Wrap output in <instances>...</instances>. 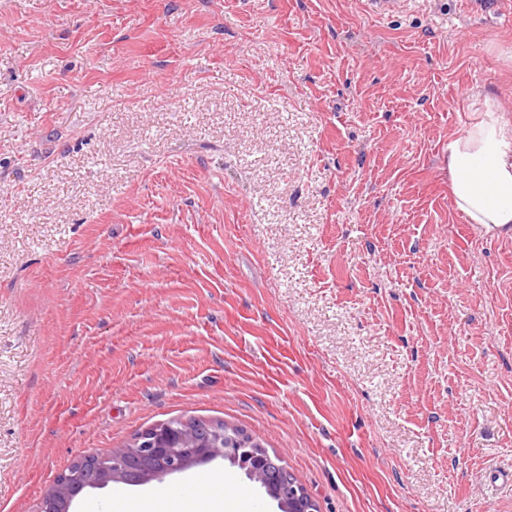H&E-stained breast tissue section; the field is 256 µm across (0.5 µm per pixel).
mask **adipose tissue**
Listing matches in <instances>:
<instances>
[{"mask_svg":"<svg viewBox=\"0 0 512 512\" xmlns=\"http://www.w3.org/2000/svg\"><path fill=\"white\" fill-rule=\"evenodd\" d=\"M471 104L476 119L448 142L452 205L468 223L512 226V116L486 93H472Z\"/></svg>","mask_w":512,"mask_h":512,"instance_id":"obj_1","label":"adipose tissue"}]
</instances>
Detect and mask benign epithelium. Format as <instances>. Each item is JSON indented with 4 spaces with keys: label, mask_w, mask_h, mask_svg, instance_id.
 I'll return each mask as SVG.
<instances>
[{
    "label": "benign epithelium",
    "mask_w": 512,
    "mask_h": 512,
    "mask_svg": "<svg viewBox=\"0 0 512 512\" xmlns=\"http://www.w3.org/2000/svg\"><path fill=\"white\" fill-rule=\"evenodd\" d=\"M110 455H134L142 464L136 470L124 467L114 470L108 456L81 460L77 466L63 473L43 495L37 512H73L74 500L80 494V491L73 490V486L79 483L85 485L87 490L103 489L113 482L145 485L216 459L235 463L238 449L226 448L222 442L207 448H173L148 439L143 442L137 440L126 448H115L109 452ZM270 458L272 455L266 449H256L252 463L243 465L247 477L258 483L276 502L278 512H307L305 492L300 485L287 478L277 488L270 486L266 468V460Z\"/></svg>",
    "instance_id": "obj_1"
}]
</instances>
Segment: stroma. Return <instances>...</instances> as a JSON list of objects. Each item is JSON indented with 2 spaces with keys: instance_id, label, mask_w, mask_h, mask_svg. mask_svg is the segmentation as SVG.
<instances>
[{
  "instance_id": "stroma-1",
  "label": "stroma",
  "mask_w": 512,
  "mask_h": 512,
  "mask_svg": "<svg viewBox=\"0 0 512 512\" xmlns=\"http://www.w3.org/2000/svg\"><path fill=\"white\" fill-rule=\"evenodd\" d=\"M512 0H0V512L172 418L319 512H512V238L452 206ZM276 504L225 460L162 488Z\"/></svg>"
}]
</instances>
